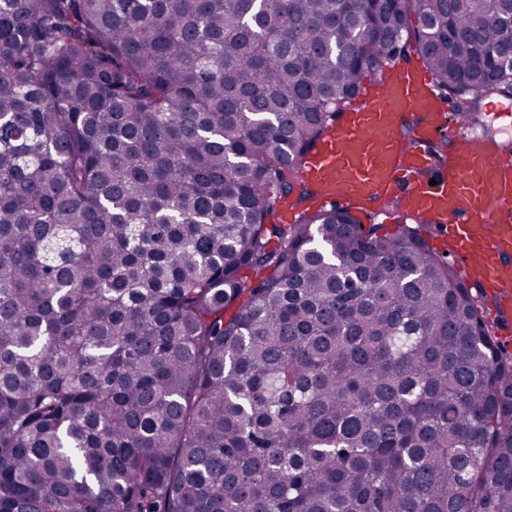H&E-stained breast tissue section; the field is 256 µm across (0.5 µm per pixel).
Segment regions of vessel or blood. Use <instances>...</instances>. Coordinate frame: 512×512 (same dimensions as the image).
Here are the masks:
<instances>
[{
    "label": "vessel or blood",
    "mask_w": 512,
    "mask_h": 512,
    "mask_svg": "<svg viewBox=\"0 0 512 512\" xmlns=\"http://www.w3.org/2000/svg\"><path fill=\"white\" fill-rule=\"evenodd\" d=\"M447 104L423 72L391 67L364 88L341 124L307 159L304 179L318 206L399 195L414 215L436 224L488 288L498 333L512 335V158L496 142L455 132L449 157L432 150ZM418 132L406 139L409 117Z\"/></svg>",
    "instance_id": "vessel-or-blood-1"
}]
</instances>
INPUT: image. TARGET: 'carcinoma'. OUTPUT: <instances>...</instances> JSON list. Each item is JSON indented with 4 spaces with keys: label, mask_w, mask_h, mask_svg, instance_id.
Here are the masks:
<instances>
[{
    "label": "carcinoma",
    "mask_w": 512,
    "mask_h": 512,
    "mask_svg": "<svg viewBox=\"0 0 512 512\" xmlns=\"http://www.w3.org/2000/svg\"><path fill=\"white\" fill-rule=\"evenodd\" d=\"M413 43L504 0H0V512H512V354L418 229L269 224Z\"/></svg>",
    "instance_id": "carcinoma-1"
}]
</instances>
